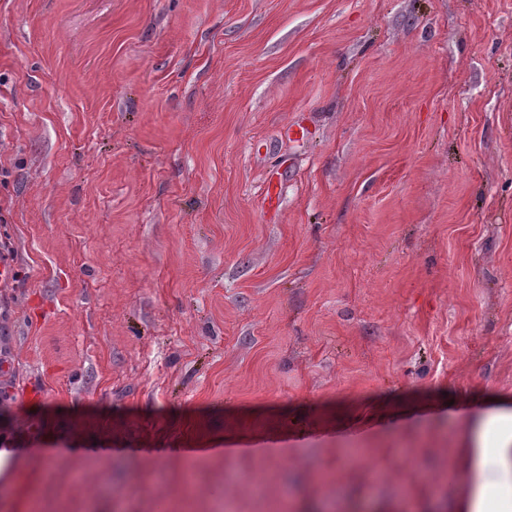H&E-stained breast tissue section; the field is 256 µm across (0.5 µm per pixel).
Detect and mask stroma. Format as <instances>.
<instances>
[{"label":"stroma","instance_id":"35a3bbf8","mask_svg":"<svg viewBox=\"0 0 512 512\" xmlns=\"http://www.w3.org/2000/svg\"><path fill=\"white\" fill-rule=\"evenodd\" d=\"M0 241V512H447L512 391V0H0Z\"/></svg>","mask_w":512,"mask_h":512}]
</instances>
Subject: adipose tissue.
I'll use <instances>...</instances> for the list:
<instances>
[{"label":"adipose tissue","instance_id":"obj_1","mask_svg":"<svg viewBox=\"0 0 512 512\" xmlns=\"http://www.w3.org/2000/svg\"><path fill=\"white\" fill-rule=\"evenodd\" d=\"M466 426L465 488L450 512H512V393L492 394Z\"/></svg>","mask_w":512,"mask_h":512}]
</instances>
